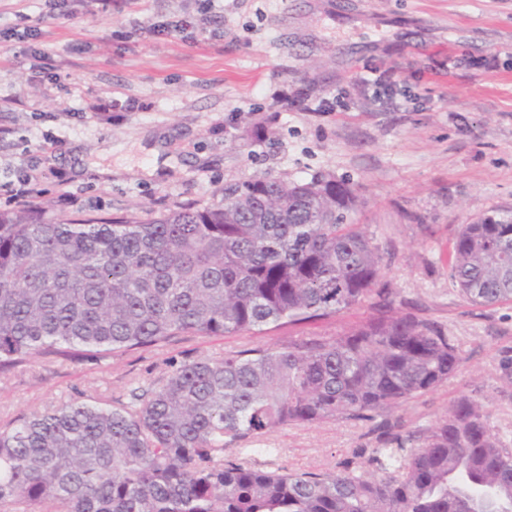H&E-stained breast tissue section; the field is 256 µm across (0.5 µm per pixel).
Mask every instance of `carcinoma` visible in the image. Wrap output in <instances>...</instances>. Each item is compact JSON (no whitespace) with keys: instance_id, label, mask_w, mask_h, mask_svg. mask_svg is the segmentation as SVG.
I'll use <instances>...</instances> for the list:
<instances>
[{"instance_id":"obj_1","label":"carcinoma","mask_w":512,"mask_h":512,"mask_svg":"<svg viewBox=\"0 0 512 512\" xmlns=\"http://www.w3.org/2000/svg\"><path fill=\"white\" fill-rule=\"evenodd\" d=\"M356 196L329 174L224 186V203L160 218L47 220L0 210V377L36 357L106 358L184 336L259 334L374 314L331 336H292L173 367L126 398L76 401L0 427V512H512V448L469 398L406 447L337 472L239 459V444L288 425L371 420L454 377L441 324L395 315L374 289L382 255ZM450 276L477 305L512 301V210L460 224ZM500 379L512 387V350Z\"/></svg>"}]
</instances>
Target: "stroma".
<instances>
[{"label": "stroma", "mask_w": 512, "mask_h": 512, "mask_svg": "<svg viewBox=\"0 0 512 512\" xmlns=\"http://www.w3.org/2000/svg\"><path fill=\"white\" fill-rule=\"evenodd\" d=\"M0 0V185L36 178L47 218L159 217L216 206L224 187L254 177L329 173L357 197L351 213L382 253L379 287L396 314L445 326L464 363L448 382L390 413L401 434L433 424L458 398L481 403L512 444V388L496 371L512 349V302L477 306L453 284L457 225L512 209V0H136L103 12L69 0L44 15ZM198 19L191 38L150 24ZM35 29L20 40L14 30ZM45 58L35 61V51ZM390 71L417 101L378 107L363 84ZM372 310L265 335L196 336L103 360L36 359L0 380V424L72 401L158 385L201 357L328 336ZM371 422L288 425L261 437L291 471L336 472L376 447Z\"/></svg>", "instance_id": "stroma-1"}]
</instances>
